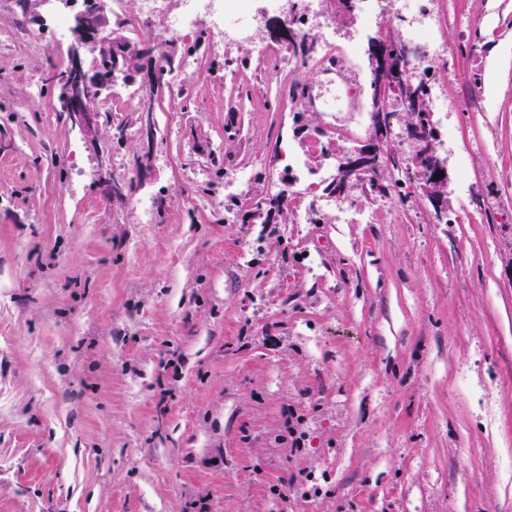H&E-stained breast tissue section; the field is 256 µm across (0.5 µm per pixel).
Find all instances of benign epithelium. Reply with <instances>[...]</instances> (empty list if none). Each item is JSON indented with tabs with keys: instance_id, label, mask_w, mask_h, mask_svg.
<instances>
[{
	"instance_id": "benign-epithelium-1",
	"label": "benign epithelium",
	"mask_w": 512,
	"mask_h": 512,
	"mask_svg": "<svg viewBox=\"0 0 512 512\" xmlns=\"http://www.w3.org/2000/svg\"><path fill=\"white\" fill-rule=\"evenodd\" d=\"M73 43L64 69L53 75L59 88L60 107L69 114L73 124L85 131L97 125L98 112L91 104L92 91L104 92L120 76L131 79L135 70L128 61L140 59L144 50L131 43L118 27L110 24L109 17L99 0H89L88 8L76 15L73 25ZM387 35L372 39L367 49L368 66L373 78L390 71L394 59L388 52ZM391 118L381 112L374 116L370 141L347 156L343 167L359 176L370 169L377 158L375 145L383 138ZM413 144L411 169L419 175H428V185H438L445 180L443 167L435 150V137L428 124L408 127Z\"/></svg>"
}]
</instances>
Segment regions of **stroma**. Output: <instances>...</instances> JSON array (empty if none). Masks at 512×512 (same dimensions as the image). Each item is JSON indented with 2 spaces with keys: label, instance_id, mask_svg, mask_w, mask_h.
I'll use <instances>...</instances> for the list:
<instances>
[{
  "label": "stroma",
  "instance_id": "35a3bbf8",
  "mask_svg": "<svg viewBox=\"0 0 512 512\" xmlns=\"http://www.w3.org/2000/svg\"><path fill=\"white\" fill-rule=\"evenodd\" d=\"M288 8L257 0L192 69L144 25L167 86L120 81L134 98L87 134L33 91L68 59L32 20L47 0H0V512H512V0H436L444 223L413 183L326 193L321 105L286 92L322 74L253 54ZM313 9L354 78L341 157L388 30L365 18L411 5ZM296 156L304 195L253 219ZM243 167L262 180L223 190ZM311 202L321 223H297ZM388 34L372 39L367 49L368 66L373 77L372 83L375 84L379 76L390 71L394 60L388 52L385 40ZM370 83V85L372 84Z\"/></svg>",
  "mask_w": 512,
  "mask_h": 512
}]
</instances>
